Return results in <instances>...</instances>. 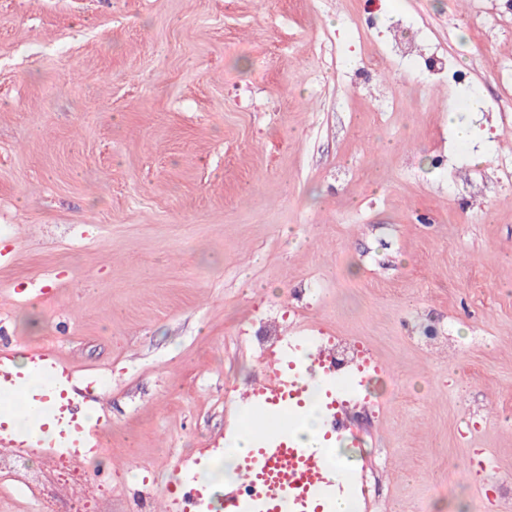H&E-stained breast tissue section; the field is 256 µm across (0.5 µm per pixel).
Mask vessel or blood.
Here are the masks:
<instances>
[{"label":"vessel or blood","instance_id":"vessel-or-blood-1","mask_svg":"<svg viewBox=\"0 0 512 512\" xmlns=\"http://www.w3.org/2000/svg\"><path fill=\"white\" fill-rule=\"evenodd\" d=\"M28 357L31 375L25 378L12 370L11 349L0 348V394L38 408L37 420L29 431L20 432L0 422V450L19 453L31 449L54 458L96 456L103 439L84 422L82 404L71 392L73 367L49 347L31 349ZM330 364V355L316 350L306 381L287 375L252 417L262 439L240 464L238 484L253 488V500L261 512H323L325 500L345 490L324 456L275 438L273 428L275 419L302 404L310 381L330 374ZM37 377L46 379L47 389H36L33 380ZM209 496L206 485L186 482L177 495L165 496V512H204Z\"/></svg>","mask_w":512,"mask_h":512}]
</instances>
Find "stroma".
Returning a JSON list of instances; mask_svg holds the SVG:
<instances>
[{
  "label": "stroma",
  "instance_id": "1",
  "mask_svg": "<svg viewBox=\"0 0 512 512\" xmlns=\"http://www.w3.org/2000/svg\"><path fill=\"white\" fill-rule=\"evenodd\" d=\"M265 334L381 364L359 512H512V0H0V347L76 368L92 512L233 446Z\"/></svg>",
  "mask_w": 512,
  "mask_h": 512
}]
</instances>
